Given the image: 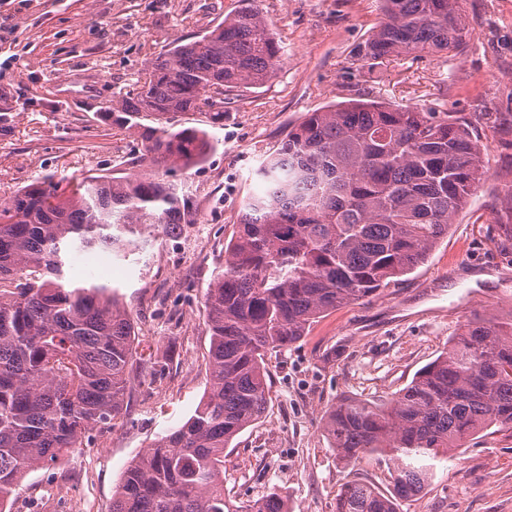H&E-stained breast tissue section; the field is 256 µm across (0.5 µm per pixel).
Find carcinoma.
<instances>
[{"instance_id": "cac0c4a2", "label": "carcinoma", "mask_w": 512, "mask_h": 512, "mask_svg": "<svg viewBox=\"0 0 512 512\" xmlns=\"http://www.w3.org/2000/svg\"><path fill=\"white\" fill-rule=\"evenodd\" d=\"M386 21L362 62L457 50L459 0H383ZM280 48L256 5L151 62L100 116L136 136L134 176L46 174L0 200V512L32 470L55 464L123 411L144 364L133 323L105 283L75 281L72 253L126 257L160 231L197 223L181 176L213 149L182 115L212 86H263ZM471 122L431 106L352 102L309 112L255 170L262 185L206 290L208 388L183 423L125 469L112 512H240L224 498V449L264 415L267 351L291 345L322 314L400 281L448 237L484 176ZM339 463L394 462L393 489L359 481L334 512H400L432 462L491 425L512 429V315L464 321L448 349L386 405L342 398L322 419ZM248 512H293L272 491Z\"/></svg>"}]
</instances>
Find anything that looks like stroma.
Masks as SVG:
<instances>
[{"instance_id": "obj_1", "label": "stroma", "mask_w": 512, "mask_h": 512, "mask_svg": "<svg viewBox=\"0 0 512 512\" xmlns=\"http://www.w3.org/2000/svg\"><path fill=\"white\" fill-rule=\"evenodd\" d=\"M283 66L224 104L217 147L189 169L191 233L157 236L116 260L111 284L135 326L144 365L161 378L134 387L123 417L91 431L55 465L30 472L9 512H111L129 462L190 416L207 388L210 336L204 293L224 264L238 214L259 185L253 172L290 124L358 99L426 104L466 116L488 170L423 265L395 287L349 303L307 336L266 356L270 401L224 460V496L248 507L282 489L294 512H334L347 480L379 491L392 468L370 457L346 469L322 429L337 399L388 403L444 351L471 315L512 314V254L497 227L512 224V0H460V50L368 65L355 46L384 20L380 0H257ZM243 0H0V199L43 175L109 173L137 150L135 136L100 111L133 87L149 61L243 8ZM401 512H512V430L491 427L436 463Z\"/></svg>"}]
</instances>
